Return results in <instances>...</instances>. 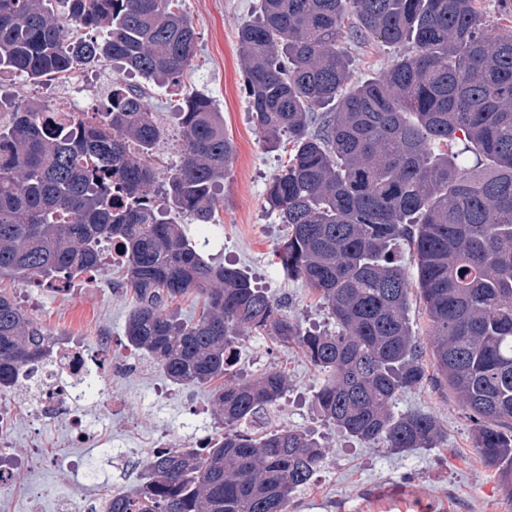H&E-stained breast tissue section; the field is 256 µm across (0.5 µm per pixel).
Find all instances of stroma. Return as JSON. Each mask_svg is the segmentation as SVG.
<instances>
[{
	"instance_id": "stroma-1",
	"label": "stroma",
	"mask_w": 512,
	"mask_h": 512,
	"mask_svg": "<svg viewBox=\"0 0 512 512\" xmlns=\"http://www.w3.org/2000/svg\"><path fill=\"white\" fill-rule=\"evenodd\" d=\"M258 2L183 0L200 50L180 86L147 84L146 102L171 143L180 138L176 114L186 96L207 97L222 112L235 152L219 195L218 230L208 233L206 226L181 213L176 220L201 244L205 257L243 269L303 328L329 329L333 323L313 291L274 263V249L287 227L268 210L265 191L287 156L265 146L250 112L236 38L238 27L255 15ZM344 47L357 81L385 70L399 54L398 48L381 43L349 40ZM112 78L108 63L40 84L17 75L0 85V95L26 103L45 92L66 98L78 91L79 109L90 117L106 103ZM119 278L117 267L107 266L96 287L79 288L64 301L50 290L33 292L9 277L0 279V289L16 297L26 313L54 335L80 337L88 353H96L98 337L107 330L116 351L127 354L131 348L124 327L133 299L129 291L116 288ZM238 352V367L249 378L271 369L286 374L288 388L275 407V426L309 430L325 446L321 472L294 496L289 512H512L494 469L483 462L474 444L470 410L448 386L430 378L399 396L397 411L433 417L446 438L436 448L396 454L347 435L316 412L314 395L324 377L298 345H279L247 332ZM135 361L131 374L103 376L84 406L85 414L111 437V449L66 446L65 422L48 424L42 433L44 461L17 473V491L0 495V512H31L22 492L37 487L46 492L44 512H54L57 499L88 496L107 481L124 484L132 472L144 468L158 434L168 433L170 446L182 448L198 430L212 429L208 388L179 386L170 397L159 398V387L167 383L162 370L143 355H136Z\"/></svg>"
}]
</instances>
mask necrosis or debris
<instances>
[{
  "instance_id": "obj_1",
  "label": "necrosis or debris",
  "mask_w": 512,
  "mask_h": 512,
  "mask_svg": "<svg viewBox=\"0 0 512 512\" xmlns=\"http://www.w3.org/2000/svg\"><path fill=\"white\" fill-rule=\"evenodd\" d=\"M132 367L128 356L113 354L111 333L101 334L94 357L86 354L79 337L71 336L64 339L49 365L33 377L20 378L13 388L0 390V491L12 490L15 470L22 461L43 456L42 431L47 421L66 420L68 443L107 445L106 436L74 405L101 375L117 376ZM18 420L27 422L31 430L28 448L20 451L11 448L5 436L7 428Z\"/></svg>"
}]
</instances>
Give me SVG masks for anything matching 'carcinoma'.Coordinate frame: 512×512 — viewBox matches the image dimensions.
Listing matches in <instances>:
<instances>
[{
	"mask_svg": "<svg viewBox=\"0 0 512 512\" xmlns=\"http://www.w3.org/2000/svg\"><path fill=\"white\" fill-rule=\"evenodd\" d=\"M0 0V74L44 81L112 63L106 111L43 130L46 105L0 125V276L61 279L118 240L134 297L125 337L179 386L210 389L217 427L203 448H160L148 478L107 512H288L324 461L298 428L269 429L287 387L270 370L246 379L243 331L297 344L325 376L316 405L331 424L396 452L435 448L424 414L394 411L423 384L408 318L411 282L393 258L412 239L431 322L437 382L476 417V448L512 499V31L490 29L476 0H260L237 30L250 111L288 162L266 190L288 225L277 264L314 291L335 330L305 331L245 271L204 257L171 212L212 224L234 146L203 97L177 113L180 162L160 183L163 130L143 87L177 86L199 36L182 0ZM408 46L380 74L351 83L343 39ZM103 176L100 187L94 178ZM135 205L112 207V187ZM203 297L196 317L173 304ZM58 338L0 292V386L47 361Z\"/></svg>",
	"mask_w": 512,
	"mask_h": 512,
	"instance_id": "cac0c4a2",
	"label": "carcinoma"
}]
</instances>
